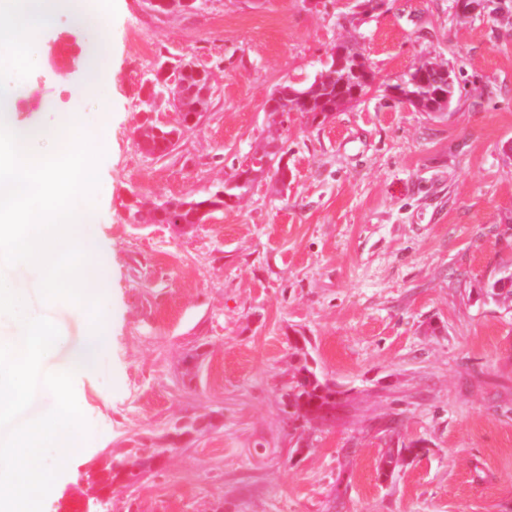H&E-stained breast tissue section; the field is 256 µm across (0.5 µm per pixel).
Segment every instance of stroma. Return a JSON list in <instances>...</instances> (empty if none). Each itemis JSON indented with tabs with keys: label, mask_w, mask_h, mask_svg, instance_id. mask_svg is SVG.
Masks as SVG:
<instances>
[{
	"label": "stroma",
	"mask_w": 512,
	"mask_h": 512,
	"mask_svg": "<svg viewBox=\"0 0 512 512\" xmlns=\"http://www.w3.org/2000/svg\"><path fill=\"white\" fill-rule=\"evenodd\" d=\"M497 5L460 17L454 0H389L356 34L377 86L323 124L294 115L285 186L259 179L181 236L127 223L125 202L234 174L264 135L270 93L309 82L345 36L346 0H206L184 16L116 0L99 77L84 67L95 32L64 14L43 31L15 118L50 129L75 111L103 131L93 222L112 250V340L74 378L85 449L44 512H80L96 457L207 408L222 410L218 428L115 488L112 512H512V307L485 295L512 268V25ZM63 42L75 52L60 70ZM428 51L457 75L444 114L387 90ZM179 55L217 91L159 160L135 145L140 82ZM302 340L346 400L298 439L278 395ZM417 440L422 454L378 475L387 449Z\"/></svg>",
	"instance_id": "stroma-1"
}]
</instances>
